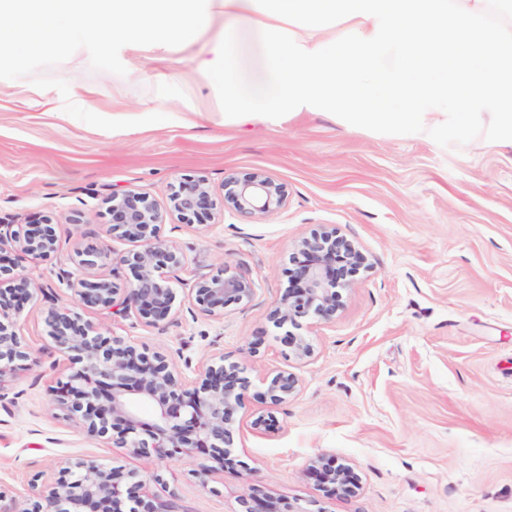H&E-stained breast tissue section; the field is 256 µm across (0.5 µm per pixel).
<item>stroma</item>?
Returning a JSON list of instances; mask_svg holds the SVG:
<instances>
[{
  "label": "stroma",
  "mask_w": 512,
  "mask_h": 512,
  "mask_svg": "<svg viewBox=\"0 0 512 512\" xmlns=\"http://www.w3.org/2000/svg\"><path fill=\"white\" fill-rule=\"evenodd\" d=\"M143 67L118 52L79 66L46 52L25 72L0 68V225L49 216L57 236L48 257L7 255L37 288L16 323L33 362L0 382V494L25 500L93 459L137 471L176 512H238L247 495L309 512H512V151L347 133L308 112L273 127L195 122L155 104ZM77 84L94 91L85 108L46 110ZM253 171L285 185L281 209L255 218L228 205L193 224L168 212L183 178L219 197L225 179ZM129 188L166 211L162 235L185 258L169 274L178 303L155 325L84 306L74 288L87 248L105 252L95 275L125 283L117 259L134 245L107 234L102 211ZM324 228L373 269L343 291L334 319L297 327L313 347L300 359L268 315L296 245ZM222 269L253 294L210 317L192 288ZM54 307L166 355L189 381L217 358L243 366L234 466L205 476L196 457H135L66 420L51 392L71 372L48 335ZM279 370L298 387L275 406L263 378ZM261 415L269 426L254 428ZM321 456L352 469L354 492L318 486L308 467Z\"/></svg>",
  "instance_id": "stroma-1"
}]
</instances>
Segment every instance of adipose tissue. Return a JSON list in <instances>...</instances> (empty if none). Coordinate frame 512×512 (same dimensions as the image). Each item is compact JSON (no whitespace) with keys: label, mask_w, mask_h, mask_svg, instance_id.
I'll use <instances>...</instances> for the list:
<instances>
[{"label":"adipose tissue","mask_w":512,"mask_h":512,"mask_svg":"<svg viewBox=\"0 0 512 512\" xmlns=\"http://www.w3.org/2000/svg\"><path fill=\"white\" fill-rule=\"evenodd\" d=\"M268 21L251 0H0V61L21 72L29 52L65 56L88 35L100 51L178 52L197 68L228 23L256 33Z\"/></svg>","instance_id":"obj_1"}]
</instances>
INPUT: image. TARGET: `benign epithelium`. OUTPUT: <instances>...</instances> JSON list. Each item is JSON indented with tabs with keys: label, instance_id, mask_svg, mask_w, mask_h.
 Wrapping results in <instances>:
<instances>
[{
	"label": "benign epithelium",
	"instance_id": "obj_1",
	"mask_svg": "<svg viewBox=\"0 0 512 512\" xmlns=\"http://www.w3.org/2000/svg\"><path fill=\"white\" fill-rule=\"evenodd\" d=\"M286 187L260 172L245 173L224 181V202L240 213L262 217L285 205ZM170 211L182 222H202L217 208L201 178H183L170 187ZM107 233L137 244L120 257L130 278L120 287L111 279H77L84 305L115 316L133 311L148 324L168 318L176 292L164 270L183 267L182 254L161 236L164 215L149 196L137 189L114 193L104 200ZM42 257L54 252L57 238L52 221L19 224L9 237L0 236V381L24 369L31 349L16 330V319L36 288L33 279L1 255L6 248ZM104 252H77L78 271L98 266ZM294 287L288 289L269 314L277 327H295L307 318L329 321L341 307V291L353 285V277L368 271V258L336 230L314 232L296 247ZM198 308L210 316L224 315L232 304L250 300V281L222 270L199 278L194 288ZM49 336L76 370L58 381L57 407L90 437H108L133 455L149 453L159 459L200 457L213 472L234 464L236 415L242 407L249 381L238 364L213 361L199 370L192 384L160 353L150 354L121 339L104 335L68 309L49 311ZM282 343L298 358L311 356L312 347L302 336L287 333ZM272 404L288 400L298 381L286 371L264 379ZM153 408L150 420L139 415V406ZM324 491L349 493L356 488L352 469L344 464L315 461L309 467ZM68 478L48 493H36L20 504L3 503L0 512H171L158 499L147 480L133 471L124 472L93 460L68 468ZM239 512H304L286 500L240 499Z\"/></svg>",
	"mask_w": 512,
	"mask_h": 512
}]
</instances>
